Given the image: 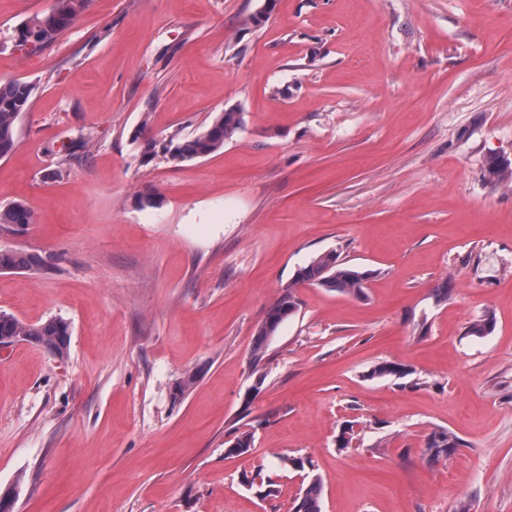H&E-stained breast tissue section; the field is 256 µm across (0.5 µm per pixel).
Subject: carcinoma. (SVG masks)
Listing matches in <instances>:
<instances>
[{
    "instance_id": "obj_1",
    "label": "carcinoma",
    "mask_w": 512,
    "mask_h": 512,
    "mask_svg": "<svg viewBox=\"0 0 512 512\" xmlns=\"http://www.w3.org/2000/svg\"><path fill=\"white\" fill-rule=\"evenodd\" d=\"M89 0H54V6L47 12L37 13L20 26L21 34L32 33L39 47L48 46L69 30L75 20L86 10ZM35 87L24 80H0V158L11 154L18 141V123L28 111L34 96ZM244 126V112L238 106H230L218 113L200 133L187 138L171 137L161 142L150 140L143 149V160L148 161L161 154L172 162H183L208 157L224 148V143L232 139ZM487 171L499 181L512 182V162L493 159L487 164ZM34 223L33 212L23 203L14 202L0 206V229H11L18 224ZM39 265V260L16 250H0V270H31ZM369 273L358 271L338 262L336 254L323 253L313 258L305 267L298 270L295 283L316 284L345 295L361 296ZM299 302L295 295L294 283L284 287L281 295L269 307L266 317L257 330L251 362L255 374L254 390L263 385L265 376L260 372V364L266 357V345L270 336L279 326L295 316ZM495 327V318L487 314L473 322L467 334L482 338ZM16 336L24 342L44 348L53 357L63 359L67 355L68 340L71 336L70 324L53 318L45 322L27 323L11 313L0 311V346L5 339ZM254 447V434L245 431L237 434L225 449V455L238 457L249 453ZM458 447L457 438L448 431L432 433L424 455L431 462L448 459ZM322 478L310 476L306 486L301 488L292 512H322Z\"/></svg>"
}]
</instances>
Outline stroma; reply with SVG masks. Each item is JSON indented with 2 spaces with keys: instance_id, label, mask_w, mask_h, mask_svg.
Instances as JSON below:
<instances>
[{
  "instance_id": "35a3bbf8",
  "label": "stroma",
  "mask_w": 512,
  "mask_h": 512,
  "mask_svg": "<svg viewBox=\"0 0 512 512\" xmlns=\"http://www.w3.org/2000/svg\"><path fill=\"white\" fill-rule=\"evenodd\" d=\"M53 3L0 0V79L35 87L0 206L36 217L0 249L41 261L0 271V311L71 326L61 360L0 349L14 512H291L281 455L313 461L322 512H512V186L487 172L512 161V0H91L15 50ZM232 104L218 153L141 161ZM325 252L369 272L364 297L299 285L253 391L258 326ZM384 361L403 374L371 377ZM441 430L460 445L428 462ZM89 0H55L54 6L47 12L37 13L23 23L18 30L22 36L33 33L39 46L37 51L48 46L69 30L75 20L87 9ZM20 34L15 40V47L19 51H27L32 47L33 40L22 37ZM26 39V40H25ZM18 44H21L18 46Z\"/></svg>"
}]
</instances>
